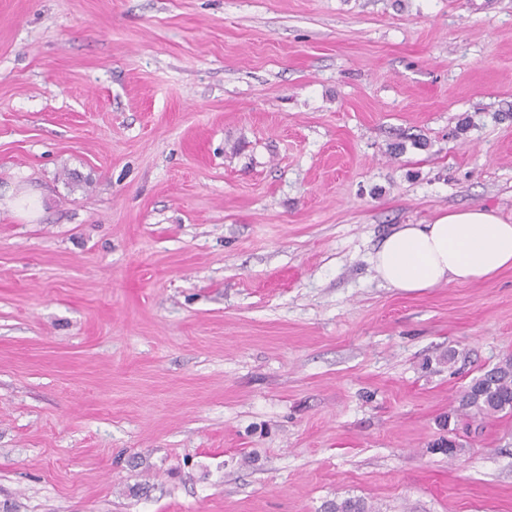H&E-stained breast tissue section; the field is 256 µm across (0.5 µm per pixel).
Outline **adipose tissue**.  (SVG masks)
<instances>
[{"instance_id":"obj_1","label":"adipose tissue","mask_w":512,"mask_h":512,"mask_svg":"<svg viewBox=\"0 0 512 512\" xmlns=\"http://www.w3.org/2000/svg\"><path fill=\"white\" fill-rule=\"evenodd\" d=\"M371 262L387 287L405 293L479 282L512 267V224L486 207L451 210L396 226Z\"/></svg>"}]
</instances>
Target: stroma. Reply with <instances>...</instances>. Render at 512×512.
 I'll list each match as a JSON object with an SVG mask.
<instances>
[{
	"instance_id": "obj_1",
	"label": "stroma",
	"mask_w": 512,
	"mask_h": 512,
	"mask_svg": "<svg viewBox=\"0 0 512 512\" xmlns=\"http://www.w3.org/2000/svg\"><path fill=\"white\" fill-rule=\"evenodd\" d=\"M0 512H512V268L403 293L399 224L512 222V0H0ZM512 413V359L506 358L475 378L462 392L458 406L448 411V433L451 421L462 417H494Z\"/></svg>"
}]
</instances>
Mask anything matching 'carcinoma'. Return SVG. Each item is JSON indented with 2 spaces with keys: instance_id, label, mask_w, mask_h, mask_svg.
<instances>
[{
  "instance_id": "obj_1",
  "label": "carcinoma",
  "mask_w": 512,
  "mask_h": 512,
  "mask_svg": "<svg viewBox=\"0 0 512 512\" xmlns=\"http://www.w3.org/2000/svg\"><path fill=\"white\" fill-rule=\"evenodd\" d=\"M512 413V359L506 358L475 378L462 392L458 406L448 411L447 421L462 417H494ZM327 512H370L359 499H344L332 503Z\"/></svg>"
}]
</instances>
